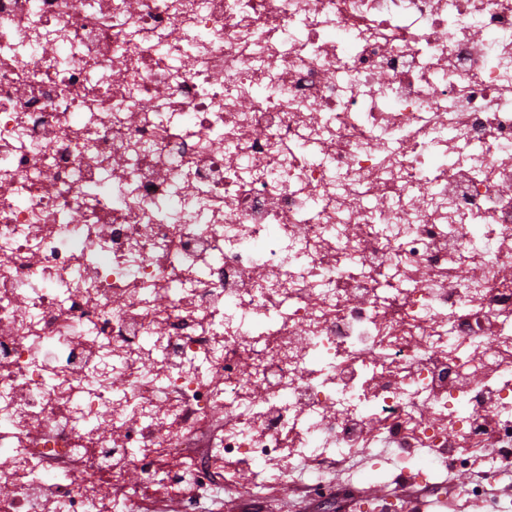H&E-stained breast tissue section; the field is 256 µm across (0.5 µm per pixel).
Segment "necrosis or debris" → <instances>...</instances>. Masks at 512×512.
I'll return each mask as SVG.
<instances>
[{"mask_svg":"<svg viewBox=\"0 0 512 512\" xmlns=\"http://www.w3.org/2000/svg\"><path fill=\"white\" fill-rule=\"evenodd\" d=\"M511 266L512 0H0V512L512 464Z\"/></svg>","mask_w":512,"mask_h":512,"instance_id":"necrosis-or-debris-1","label":"necrosis or debris"}]
</instances>
